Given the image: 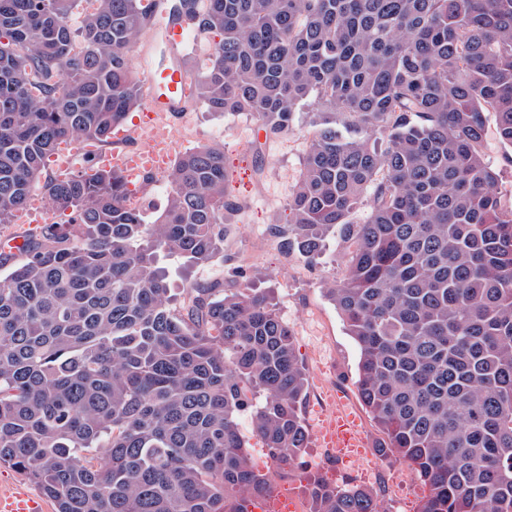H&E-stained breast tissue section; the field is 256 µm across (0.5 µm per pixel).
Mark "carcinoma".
Instances as JSON below:
<instances>
[{
    "mask_svg": "<svg viewBox=\"0 0 512 512\" xmlns=\"http://www.w3.org/2000/svg\"><path fill=\"white\" fill-rule=\"evenodd\" d=\"M0 0V224L39 188L69 212L0 253V464L55 512H247L269 457L308 448V380L265 290L171 299L159 252H224V147L172 166L152 224L124 178L41 179L66 141L106 143L143 99L128 64L141 0ZM216 30L189 107L294 132L315 97L278 230L313 263L339 228L347 272L326 288L360 350L377 452L413 470L418 512H512V200L483 151L512 147V0H182ZM367 209L363 222L351 215ZM309 512H380L377 493L316 475Z\"/></svg>",
    "mask_w": 512,
    "mask_h": 512,
    "instance_id": "1",
    "label": "carcinoma"
}]
</instances>
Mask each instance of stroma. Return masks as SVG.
<instances>
[{"instance_id":"stroma-1","label":"stroma","mask_w":512,"mask_h":512,"mask_svg":"<svg viewBox=\"0 0 512 512\" xmlns=\"http://www.w3.org/2000/svg\"><path fill=\"white\" fill-rule=\"evenodd\" d=\"M194 114L197 142L223 144L227 192L242 207L226 217L222 255L193 264L178 255L159 254L158 264L166 273L172 295L180 298L192 285L214 281L223 282L228 289L247 284L272 290L280 315L293 331L295 355L306 373H314V355L323 353L326 376L352 405H359L356 380L360 352L326 295L328 284L346 274L347 244L341 232H331L320 260L311 265L298 256H284L275 234L288 220V199L301 171L310 121L308 107L297 111L294 133L278 139L266 136L260 124L245 113L220 116L198 107ZM243 139L253 141L251 150L239 149ZM239 428L248 437L254 465L268 473L276 490L295 500L301 512L309 506L306 488L317 474L332 483L349 478L373 489L385 512H416L420 483L414 479L401 491H393L401 468L394 458L366 457L370 472L363 476L346 467L337 468L313 440L303 464L283 469L267 456L262 440L253 436L248 415L240 416Z\"/></svg>"}]
</instances>
